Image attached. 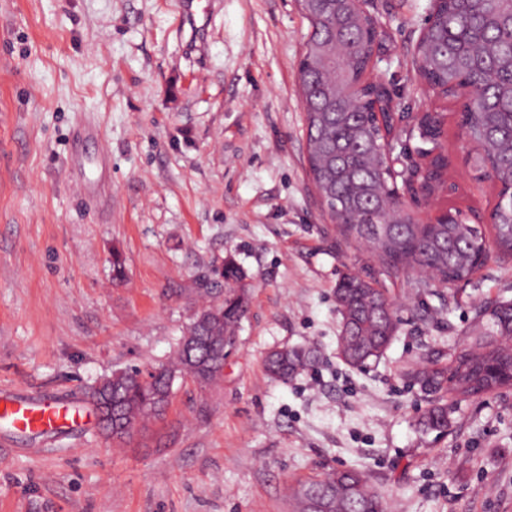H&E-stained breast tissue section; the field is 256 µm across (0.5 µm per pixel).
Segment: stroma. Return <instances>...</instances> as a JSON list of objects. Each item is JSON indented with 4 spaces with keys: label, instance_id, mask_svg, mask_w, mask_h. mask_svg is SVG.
Listing matches in <instances>:
<instances>
[{
    "label": "stroma",
    "instance_id": "obj_1",
    "mask_svg": "<svg viewBox=\"0 0 512 512\" xmlns=\"http://www.w3.org/2000/svg\"><path fill=\"white\" fill-rule=\"evenodd\" d=\"M431 0H370L386 36L374 67L399 109L445 118L446 187L422 222L455 207L477 223L500 189L477 178L463 98L414 67ZM191 46L180 0H0V390L82 399L113 371L173 356L199 300L247 273L249 311L224 378L175 379L162 419L128 443L96 423L0 445V512H295L291 487L361 471L388 512H512V386L448 405L409 379L467 343L477 309L512 299V256L469 281L424 288L344 239L308 176L298 0H209ZM102 129L112 190L87 205L65 165L78 115ZM121 255L125 276H112ZM372 275L400 319L366 368L337 354L335 290ZM309 352L288 382L265 360ZM420 424L427 431L441 432L448 427V405L446 403H434L421 417Z\"/></svg>",
    "mask_w": 512,
    "mask_h": 512
}]
</instances>
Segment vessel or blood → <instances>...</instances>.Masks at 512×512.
Instances as JSON below:
<instances>
[{
	"mask_svg": "<svg viewBox=\"0 0 512 512\" xmlns=\"http://www.w3.org/2000/svg\"><path fill=\"white\" fill-rule=\"evenodd\" d=\"M199 0H183L182 24L188 25L192 39H199L203 33L207 14L198 5ZM100 135L99 125L92 120L76 121L67 167V177L77 193L96 201L109 180V157L100 153L95 158L85 157L80 144L89 138ZM82 411L67 404L42 397L0 398V425L13 433L50 434L60 429H70L79 425Z\"/></svg>",
	"mask_w": 512,
	"mask_h": 512,
	"instance_id": "b4317fda",
	"label": "vessel or blood"
}]
</instances>
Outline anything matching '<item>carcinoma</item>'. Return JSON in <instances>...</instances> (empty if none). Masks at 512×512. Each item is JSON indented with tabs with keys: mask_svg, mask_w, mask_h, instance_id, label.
<instances>
[{
	"mask_svg": "<svg viewBox=\"0 0 512 512\" xmlns=\"http://www.w3.org/2000/svg\"><path fill=\"white\" fill-rule=\"evenodd\" d=\"M311 27L300 63L309 172L341 233L368 245L387 270L424 269L443 285L469 279L492 250L512 254V0H439L432 26L416 49V66L428 87H473L479 105L464 107L460 125L476 142L474 169L492 173L501 185L493 209L491 237L481 225L458 214L435 224L417 223L411 208L392 192L384 137L374 106L387 98L384 87L366 79L377 32L372 22L336 26V14L319 0H302ZM423 133L441 135V117H420ZM246 272L235 259L224 260V297L197 308L183 330L175 356L148 372L142 384L134 368L112 373L86 393L87 402L112 438L128 442L141 421L162 417L172 383L189 377L202 388L223 376L224 359L237 342L249 306L242 285ZM341 316L338 349L353 368L383 355L399 321L385 290L359 274H344L336 286ZM481 331L442 367H425L409 377L446 386L452 401L493 393L512 385V300L476 312ZM310 363L308 353L284 349L268 357L269 374L286 382ZM427 431L448 427V405L434 403L421 417ZM326 490L324 512H386L383 496L356 469L333 471L300 484L292 492L298 512H310L304 490Z\"/></svg>",
	"mask_w": 512,
	"mask_h": 512,
	"instance_id": "1",
	"label": "carcinoma"
}]
</instances>
